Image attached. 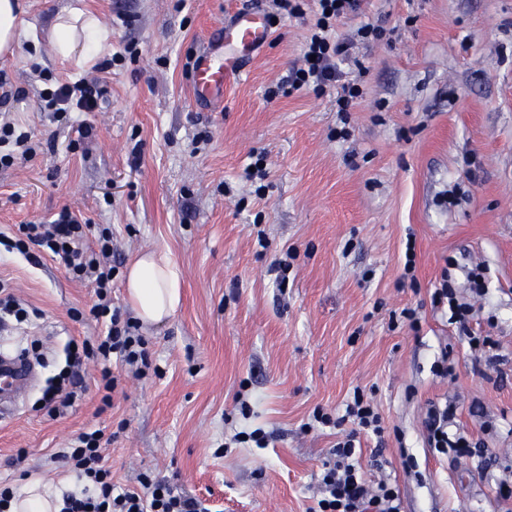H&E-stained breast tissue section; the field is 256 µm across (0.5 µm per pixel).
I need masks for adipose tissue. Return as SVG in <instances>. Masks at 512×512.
Masks as SVG:
<instances>
[{"label":"adipose tissue","instance_id":"obj_1","mask_svg":"<svg viewBox=\"0 0 512 512\" xmlns=\"http://www.w3.org/2000/svg\"><path fill=\"white\" fill-rule=\"evenodd\" d=\"M108 27L81 7L73 6L60 13L52 27L49 41L62 58L77 57L95 61L110 46ZM127 296L140 322L146 326L165 321L181 301V274L167 253L143 252L135 255L125 271ZM70 483L62 477L58 487L42 484L33 478L22 496L13 501L11 512H60L61 491Z\"/></svg>","mask_w":512,"mask_h":512}]
</instances>
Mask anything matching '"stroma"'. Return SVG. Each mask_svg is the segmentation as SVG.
I'll return each instance as SVG.
<instances>
[{
	"instance_id": "35a3bbf8",
	"label": "stroma",
	"mask_w": 512,
	"mask_h": 512,
	"mask_svg": "<svg viewBox=\"0 0 512 512\" xmlns=\"http://www.w3.org/2000/svg\"><path fill=\"white\" fill-rule=\"evenodd\" d=\"M71 4L24 0L27 50L0 57L11 91L0 113H12L33 147L0 167V231L70 209L88 240L111 228L122 262L167 252L181 270L182 303L165 324L139 327L152 367L138 377L115 367L112 408L90 368L73 406L53 419L34 404L68 340L98 335L91 318L70 316L90 308L93 288L0 245V280L38 312L31 324L0 326V349L40 344L29 357L33 387L0 417V482L24 487L27 470L56 484L68 473L56 448L95 426L110 438L114 482L133 485L153 471L215 512H307L337 440L333 429L310 428L312 414L343 412L359 387L385 426L384 444L362 437V467L369 480L397 485L402 512H505L512 0H361L337 23V40L367 21L387 34L356 48L363 95L343 115L331 88L267 95L300 67L313 14L280 19L244 77L201 107L190 80L196 55L225 19L266 12L267 0H83L112 31V65L101 107L66 123L44 111L42 93L96 73L50 51V30ZM80 123L93 135L79 143ZM253 162L258 170L247 172ZM410 238L413 288L399 282ZM283 258L281 291L270 267ZM478 266L487 293L471 326L496 340L493 366L431 305L445 276L471 298L467 274ZM405 307L418 310L419 330L393 320ZM445 351L454 372L444 378L434 365ZM448 400L456 429L496 465L428 448L426 405ZM250 427L273 433L268 447L225 448V437Z\"/></svg>"
}]
</instances>
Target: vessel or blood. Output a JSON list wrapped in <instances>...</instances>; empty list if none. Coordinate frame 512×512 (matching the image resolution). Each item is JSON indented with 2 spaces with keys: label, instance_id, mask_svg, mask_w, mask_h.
Wrapping results in <instances>:
<instances>
[{
  "label": "vessel or blood",
  "instance_id": "obj_1",
  "mask_svg": "<svg viewBox=\"0 0 512 512\" xmlns=\"http://www.w3.org/2000/svg\"><path fill=\"white\" fill-rule=\"evenodd\" d=\"M270 36L264 17L240 14L225 23L219 43L208 45L197 56L191 78L198 101L223 98L225 89L244 73L242 59L259 50ZM31 375L17 359L0 363V395L12 396L24 391Z\"/></svg>",
  "mask_w": 512,
  "mask_h": 512
}]
</instances>
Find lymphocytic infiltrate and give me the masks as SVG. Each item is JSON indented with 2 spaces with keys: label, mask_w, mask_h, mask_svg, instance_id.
Returning a JSON list of instances; mask_svg holds the SVG:
<instances>
[{
  "label": "lymphocytic infiltrate",
  "mask_w": 512,
  "mask_h": 512,
  "mask_svg": "<svg viewBox=\"0 0 512 512\" xmlns=\"http://www.w3.org/2000/svg\"><path fill=\"white\" fill-rule=\"evenodd\" d=\"M318 5L320 15L307 38L302 66L288 80L277 84L274 92L285 96L303 88L316 93L332 88L336 91L338 110L343 113L360 97L361 90L345 76L339 62L349 56L355 42L381 40L383 31L367 22L357 28L352 38L333 40L331 32L337 20L358 10L359 0H318ZM105 93L99 79L83 78L47 92L46 102L56 117L65 118L74 112L93 111ZM18 230L19 238L7 241V249L25 256L33 250L48 255L73 278L91 283L97 300L89 313L102 326V334L96 339L80 343L71 340L65 345L64 365L56 381L47 383L39 399L42 410L58 417L72 406L77 398L76 388L82 382L79 370L90 364L100 368L102 403L110 405L117 386L113 360L139 369L149 365L145 342L136 325L112 306V282L119 268L110 260L111 232L102 231L97 246H90L82 222L66 209L49 223L22 224ZM455 414L454 404L428 403L423 419L427 443L442 454H471L467 437L452 429ZM313 421L334 429L345 424L350 427L323 465L317 512H400L397 486L384 479L368 483L356 456L359 434L379 437L384 433L382 416L373 400L363 390L354 389L343 415L318 411ZM104 445L103 431L90 429L72 436L56 452V459L69 466L80 482L76 491L65 496L61 512H211L200 498L176 483L148 474L140 475L134 486L114 484L112 472L104 463Z\"/></svg>",
  "instance_id": "obj_1"
}]
</instances>
